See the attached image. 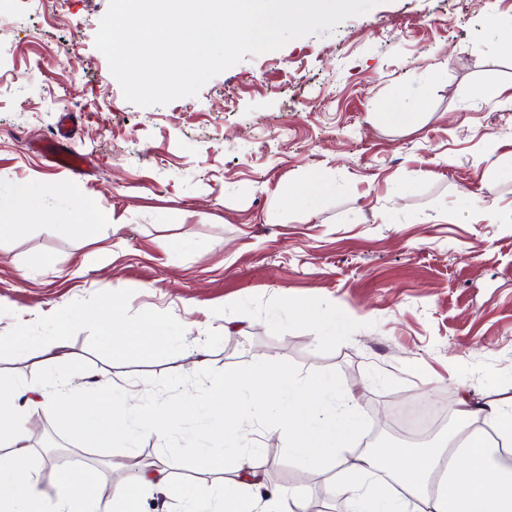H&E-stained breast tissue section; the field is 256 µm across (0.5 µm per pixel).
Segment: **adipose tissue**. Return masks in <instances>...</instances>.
I'll list each match as a JSON object with an SVG mask.
<instances>
[{"label": "adipose tissue", "instance_id": "adipose-tissue-1", "mask_svg": "<svg viewBox=\"0 0 512 512\" xmlns=\"http://www.w3.org/2000/svg\"><path fill=\"white\" fill-rule=\"evenodd\" d=\"M161 329L156 317H148L145 325L117 337L116 346L129 356L152 354L163 347ZM4 345L14 351L36 346L42 363L54 368V375L34 389L37 396L29 398L28 410L60 420L84 446L95 448L140 433L168 438L202 406L213 415L208 435L222 447L188 444L149 464L129 458L123 465L125 482L109 500L99 496L98 476L92 471L74 484L61 478L52 498L40 489L30 467L28 410L0 409V512H14L18 502L25 512H137L140 497L156 488L180 501L183 512H300L305 489L265 486L259 479L263 462L257 451L238 445L254 426L256 416L249 409L253 402L275 408L269 428L287 435L294 458L319 473L341 470L343 478L334 489L347 494L351 512H512V467L498 460L500 453L512 452V409L500 405L485 410L497 440L470 435L443 454L371 448L349 458L344 450L356 428L352 403L337 401L334 389L316 391L289 373L259 380L249 369L228 366L221 376L211 377L205 398L174 397L129 410L118 407L126 389L114 380L74 385L64 332L37 341L22 335L0 337V347ZM186 458L219 473V481L204 491L177 481L176 463ZM228 458L233 461L229 469L224 466Z\"/></svg>", "mask_w": 512, "mask_h": 512}]
</instances>
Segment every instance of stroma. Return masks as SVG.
<instances>
[{
  "instance_id": "35a3bbf8",
  "label": "stroma",
  "mask_w": 512,
  "mask_h": 512,
  "mask_svg": "<svg viewBox=\"0 0 512 512\" xmlns=\"http://www.w3.org/2000/svg\"><path fill=\"white\" fill-rule=\"evenodd\" d=\"M108 6L0 0V198L27 190L41 213L0 235V336L65 328L80 370L144 404L203 391L188 367L204 339L213 373L287 370L353 396L352 455L382 409L512 401V0H382L149 107L94 45ZM65 113L89 162L79 181L38 148ZM315 173L329 191L289 198ZM74 184L98 238L74 228ZM115 301L131 329L153 312L171 345L123 357L111 331L65 316ZM29 423L54 436L55 454H32L50 496L58 473L115 488L128 455H165L148 437L86 448L57 420ZM243 445L268 483L331 493L336 472L292 457L287 435Z\"/></svg>"
}]
</instances>
